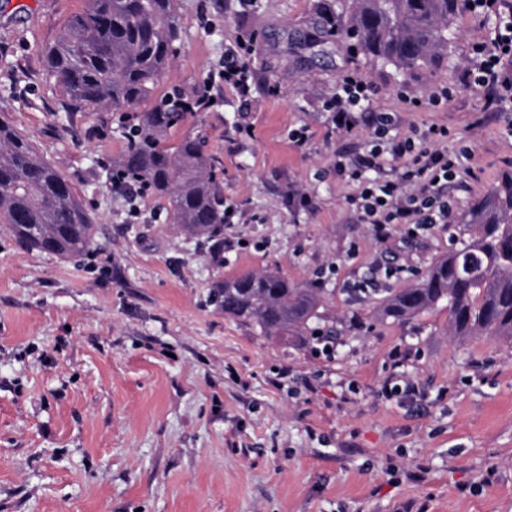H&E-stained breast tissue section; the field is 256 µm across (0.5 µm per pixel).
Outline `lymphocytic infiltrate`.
<instances>
[{
    "mask_svg": "<svg viewBox=\"0 0 512 512\" xmlns=\"http://www.w3.org/2000/svg\"><path fill=\"white\" fill-rule=\"evenodd\" d=\"M467 9L495 20L486 39L472 46L469 85L484 93L488 105L499 112H512V11L503 10L500 0H466ZM367 89L355 70H347L339 87L327 104L336 129L365 122L374 132L375 144L357 161L337 157L336 171L353 180H364L359 194L349 196L347 204L359 218L370 224L378 241L390 239L395 231H403L413 239L436 224L450 223L453 207L448 198V185L454 181L462 165L459 151L438 149L447 139L444 126L430 127L428 146L416 147L413 139L393 135L394 121L385 112L365 108ZM402 161L396 178L365 180L366 172L381 171L385 157Z\"/></svg>",
    "mask_w": 512,
    "mask_h": 512,
    "instance_id": "obj_1",
    "label": "lymphocytic infiltrate"
}]
</instances>
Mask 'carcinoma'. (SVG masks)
I'll return each instance as SVG.
<instances>
[{
    "mask_svg": "<svg viewBox=\"0 0 512 512\" xmlns=\"http://www.w3.org/2000/svg\"><path fill=\"white\" fill-rule=\"evenodd\" d=\"M346 36L360 50L403 70L449 55V21L460 0H357ZM177 0H86L61 29L45 66L69 108L137 106L148 102L176 58ZM181 92L136 116L112 171L131 177L168 202L179 230L212 242L224 261V195L205 139L188 133L174 146L171 131L191 112ZM0 223L20 244L66 259L87 254L97 227L66 177L31 141L0 120ZM460 247L436 260L409 286L390 293L377 316L404 323L440 306L459 339L512 338V173L503 176L461 218ZM212 301L224 314L283 343L301 339L325 318L324 298L278 272L217 282Z\"/></svg>",
    "mask_w": 512,
    "mask_h": 512,
    "instance_id": "cac0c4a2",
    "label": "carcinoma"
}]
</instances>
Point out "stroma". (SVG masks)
Segmentation results:
<instances>
[{"label": "stroma", "instance_id": "stroma-1", "mask_svg": "<svg viewBox=\"0 0 512 512\" xmlns=\"http://www.w3.org/2000/svg\"><path fill=\"white\" fill-rule=\"evenodd\" d=\"M85 7L0 0V117L98 226L79 264L0 226V512H512V339H452L441 308L405 324L376 316L458 246L455 220L512 172V112L461 85L491 21L460 10L448 60L407 73L334 37L354 0H178L181 53L156 93L212 99L168 142L205 131L224 169L231 246L218 264L165 201L107 177L126 144L111 110L64 111L44 54ZM241 39L253 44L246 101L215 78ZM351 68L399 135L443 125L445 149H469L448 185L453 223L380 242L348 208L360 184L336 156L366 152L370 134L337 131L323 104ZM442 87L451 96L430 106ZM265 270L323 289L331 352L282 345L211 303L216 280ZM407 380L415 395L382 394Z\"/></svg>", "mask_w": 512, "mask_h": 512}]
</instances>
